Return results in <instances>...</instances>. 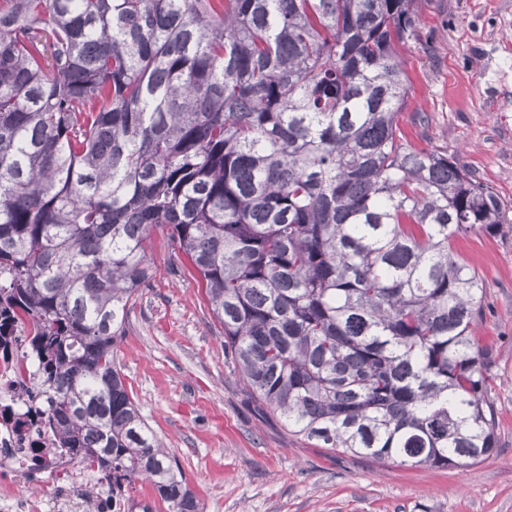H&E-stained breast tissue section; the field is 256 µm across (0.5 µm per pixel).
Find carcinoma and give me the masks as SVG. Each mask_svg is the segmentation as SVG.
<instances>
[{
	"label": "carcinoma",
	"mask_w": 512,
	"mask_h": 512,
	"mask_svg": "<svg viewBox=\"0 0 512 512\" xmlns=\"http://www.w3.org/2000/svg\"><path fill=\"white\" fill-rule=\"evenodd\" d=\"M416 0H0V337L22 323L56 447L201 512L112 347L165 232L249 394L321 448L496 451L453 248L512 209L399 128Z\"/></svg>",
	"instance_id": "carcinoma-1"
}]
</instances>
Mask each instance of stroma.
<instances>
[{
	"instance_id": "obj_1",
	"label": "stroma",
	"mask_w": 512,
	"mask_h": 512,
	"mask_svg": "<svg viewBox=\"0 0 512 512\" xmlns=\"http://www.w3.org/2000/svg\"><path fill=\"white\" fill-rule=\"evenodd\" d=\"M418 36L400 49L411 81L401 129L454 152L512 203V0H417ZM483 280L476 334L492 377L497 451L484 462L410 467L320 448L256 403L224 352L219 323L164 232L156 268L114 348L124 380L175 457L201 512H512V224L456 239Z\"/></svg>"
}]
</instances>
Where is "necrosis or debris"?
Wrapping results in <instances>:
<instances>
[{"mask_svg": "<svg viewBox=\"0 0 512 512\" xmlns=\"http://www.w3.org/2000/svg\"><path fill=\"white\" fill-rule=\"evenodd\" d=\"M37 376V362L22 337L12 336L8 352L0 353V512H86L91 490L95 512H130L128 491L112 489L97 468L73 466L55 447L51 430L37 425V417H48V405L34 408L20 397ZM33 478L41 493L24 492Z\"/></svg>", "mask_w": 512, "mask_h": 512, "instance_id": "obj_1", "label": "necrosis or debris"}]
</instances>
